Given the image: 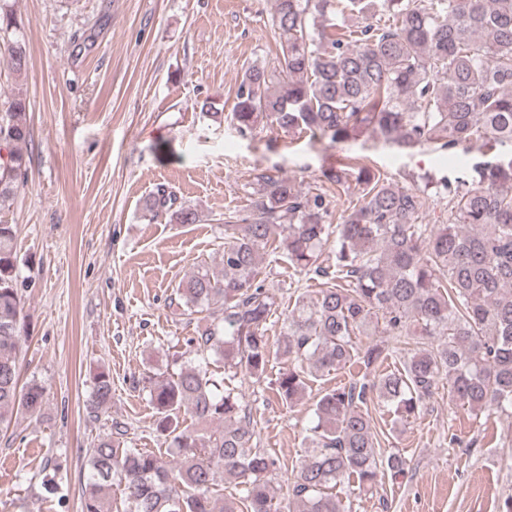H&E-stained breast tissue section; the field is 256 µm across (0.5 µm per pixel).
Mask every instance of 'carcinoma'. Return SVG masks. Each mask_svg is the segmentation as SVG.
<instances>
[{
    "instance_id": "cac0c4a2",
    "label": "carcinoma",
    "mask_w": 512,
    "mask_h": 512,
    "mask_svg": "<svg viewBox=\"0 0 512 512\" xmlns=\"http://www.w3.org/2000/svg\"><path fill=\"white\" fill-rule=\"evenodd\" d=\"M271 26L279 51L268 66L248 67L224 120L250 134L261 124L333 143L370 131L410 148L438 142L451 153L478 143H512V0H275ZM14 12L0 6V43L20 75L25 43ZM28 102L0 110V212L10 210L28 170ZM472 183L443 181L448 223H421L424 191L405 189L366 167L338 165L323 177L362 203L331 222L330 200L305 190L281 169L255 176L245 216L224 224L221 268L202 264L178 288L183 314H205L187 339L197 364L142 374L156 432L178 449L174 469L127 445L115 425L87 450L82 512H112L105 490L119 488L124 512H345L336 488L355 480L366 491L378 477L404 473L405 460L380 455L368 404L402 420L419 412L437 382L473 412L512 409V163L476 165ZM150 219L199 224L202 215L161 187L145 202ZM16 229L0 224V430L20 413L37 414L45 389L18 388L25 326ZM333 242L332 264H317ZM295 273L313 272L322 288L302 293L273 345L267 325L275 294L257 280L263 258ZM433 338L402 369L370 377L389 345L355 336ZM224 366L260 381L270 363L288 360L274 381L288 406L312 378L356 361L366 372L326 390L315 402L311 448L289 479L288 502L270 490L278 460L253 445L254 425L235 388L208 369ZM112 400L110 372L91 376L86 410ZM233 478L236 500L219 494Z\"/></svg>"
}]
</instances>
